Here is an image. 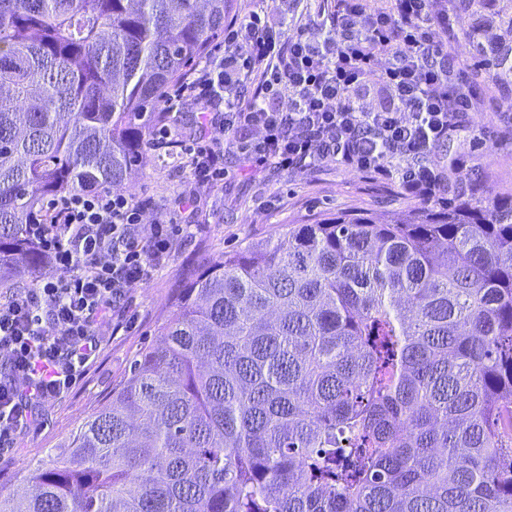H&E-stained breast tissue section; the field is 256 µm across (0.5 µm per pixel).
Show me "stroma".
<instances>
[{"instance_id":"35a3bbf8","label":"stroma","mask_w":512,"mask_h":512,"mask_svg":"<svg viewBox=\"0 0 512 512\" xmlns=\"http://www.w3.org/2000/svg\"><path fill=\"white\" fill-rule=\"evenodd\" d=\"M336 0H235L233 16L264 9L269 21L287 34L299 32V20L331 15ZM480 98H493V107L474 113L472 129L450 135L437 146L435 159L467 157L466 169L455 173L458 182L478 183L486 197L512 193V93L500 92L488 76L476 79ZM227 176L212 190L195 185L184 157L159 160L155 151L122 186L135 196L149 194L165 204L179 192L199 197L201 217L191 241L178 243L169 264L131 296L122 320L106 344L91 373L67 397L50 408L40 428L0 461V495L16 490L24 470L42 464L48 449L56 447L80 423L100 409L123 384L133 360L159 341V326L175 311L177 288L208 260L235 251L249 241L266 240L280 233L339 215L369 214L380 221L401 217L414 198L399 184L381 182L370 175L328 160L298 173L266 170L253 177L233 149L224 152Z\"/></svg>"}]
</instances>
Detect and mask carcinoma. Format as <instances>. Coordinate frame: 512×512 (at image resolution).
<instances>
[{"label":"carcinoma","mask_w":512,"mask_h":512,"mask_svg":"<svg viewBox=\"0 0 512 512\" xmlns=\"http://www.w3.org/2000/svg\"><path fill=\"white\" fill-rule=\"evenodd\" d=\"M234 0H0V286L44 200L122 184ZM460 15L512 84V7ZM0 512H512V193L303 224L207 264Z\"/></svg>","instance_id":"cac0c4a2"}]
</instances>
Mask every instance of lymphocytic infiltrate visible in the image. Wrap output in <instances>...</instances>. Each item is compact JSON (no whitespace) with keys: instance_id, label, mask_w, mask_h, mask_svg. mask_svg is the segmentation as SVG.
<instances>
[{"instance_id":"obj_1","label":"lymphocytic infiltrate","mask_w":512,"mask_h":512,"mask_svg":"<svg viewBox=\"0 0 512 512\" xmlns=\"http://www.w3.org/2000/svg\"><path fill=\"white\" fill-rule=\"evenodd\" d=\"M331 24L335 40L316 42L267 25L256 11L226 21L221 41L161 99L167 115L198 103L207 128L185 139L161 125L151 149L179 151L201 186L223 182L229 147L256 175L334 159L398 180L407 196L439 197L449 171L465 162L444 164L431 153L449 135L468 131L484 106L467 71L448 64L456 12L432 14L428 0H389L369 13L361 0H338ZM242 42L249 46L244 57ZM382 57L388 63L381 68ZM372 94L379 104L369 108L364 100ZM171 206L167 213L153 197L92 188L55 197L45 218L29 225L53 274L0 304V460L95 367L107 328L134 290L191 236L195 195H178ZM150 211L157 217L147 225Z\"/></svg>"}]
</instances>
